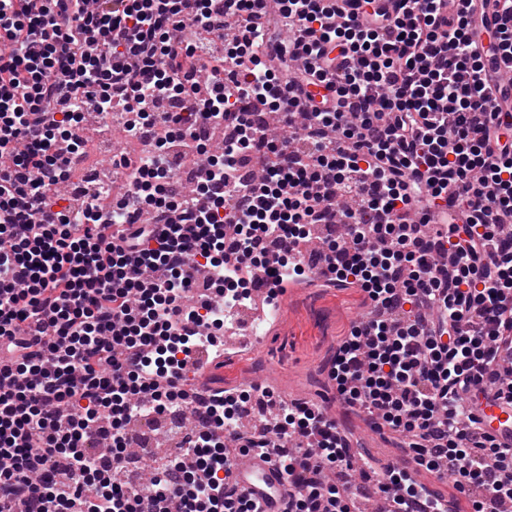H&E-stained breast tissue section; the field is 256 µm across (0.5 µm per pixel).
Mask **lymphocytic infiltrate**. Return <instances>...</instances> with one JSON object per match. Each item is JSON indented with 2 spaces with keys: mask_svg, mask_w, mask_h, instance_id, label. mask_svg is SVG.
<instances>
[{
  "mask_svg": "<svg viewBox=\"0 0 512 512\" xmlns=\"http://www.w3.org/2000/svg\"><path fill=\"white\" fill-rule=\"evenodd\" d=\"M0 0V512H258L223 434L265 449L288 485L277 512H351L330 470L349 442L323 411L289 406L276 434L234 432L247 390L203 395L180 375L213 344L219 313L252 270L283 282L333 200L345 235L324 241L320 274L358 286L373 318L336 350L330 377L377 429L406 439L412 468L381 466L393 512H448L418 482L453 480L472 512L512 501V448L475 415L512 400V121L501 123L483 58L512 59V30L484 46L479 0ZM328 83L314 100L310 87ZM179 98L181 112L161 111ZM248 100L249 109L239 106ZM276 114L273 137L254 109ZM126 113L137 156L128 189L73 206L60 190L84 150V114ZM207 165L185 192L172 154ZM447 200L445 234L406 216ZM376 215L373 222L361 212ZM235 225L239 246L224 254ZM204 402L194 440L150 488L116 479L126 428L145 408Z\"/></svg>",
  "mask_w": 512,
  "mask_h": 512,
  "instance_id": "lymphocytic-infiltrate-1",
  "label": "lymphocytic infiltrate"
}]
</instances>
